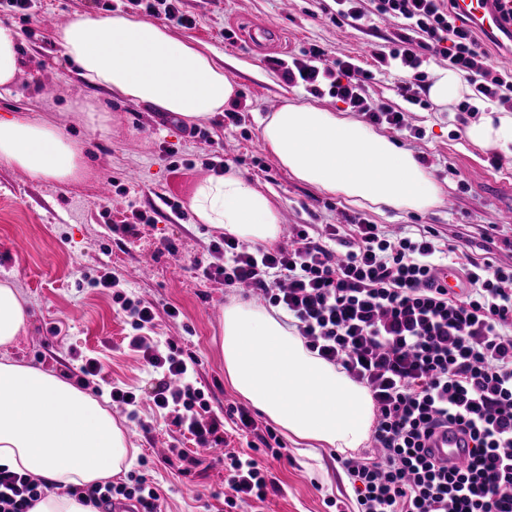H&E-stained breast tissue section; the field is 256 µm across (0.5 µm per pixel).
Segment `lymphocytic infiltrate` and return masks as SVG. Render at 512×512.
Wrapping results in <instances>:
<instances>
[{
    "instance_id": "f902f5d3",
    "label": "lymphocytic infiltrate",
    "mask_w": 512,
    "mask_h": 512,
    "mask_svg": "<svg viewBox=\"0 0 512 512\" xmlns=\"http://www.w3.org/2000/svg\"><path fill=\"white\" fill-rule=\"evenodd\" d=\"M336 18L365 26L382 17L401 31L389 51L372 49L380 66L400 75V106L376 104L369 93L374 71L351 55L328 59L310 45L289 59H273L289 84L330 94L371 124L408 128L407 108L420 104L430 54L446 58L468 81L475 101L512 110V71L491 63L467 21L448 0H336ZM454 247L432 231L394 235L360 216L326 224L318 235L296 225L287 243L268 248L234 238L214 244L209 260L196 261L204 278L225 288L261 292L285 310L307 350L341 367L366 387L374 407L371 448L344 459L352 479L353 512H512V264L495 257L468 258L465 291L434 283L437 266L452 264ZM135 331L129 343L161 376L156 407L173 408L175 426L201 449L218 442L222 420L202 421L204 394L188 380L191 362L176 347L160 352L140 334L152 324L151 306L124 304ZM440 426L467 435L470 459L451 468L432 459L425 443ZM273 483L261 460L224 458V505L234 512L246 500L265 499ZM50 484L0 467V512H31ZM82 502L104 512L113 500L135 501L157 512L159 495L145 476L133 484L79 490Z\"/></svg>"
}]
</instances>
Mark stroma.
Instances as JSON below:
<instances>
[{
	"label": "stroma",
	"instance_id": "obj_1",
	"mask_svg": "<svg viewBox=\"0 0 512 512\" xmlns=\"http://www.w3.org/2000/svg\"><path fill=\"white\" fill-rule=\"evenodd\" d=\"M196 17L193 29L172 32L204 51L224 58V71L238 88L242 122L225 127L223 116L186 123L166 112L112 99L89 85L70 64L55 32L74 14L107 15L102 0H36L37 20L0 12V22L20 34L21 71L9 92H0V115L39 116L59 125L84 150L88 174L57 183L0 163V282H14L29 310L25 335L10 347L11 358L50 371L77 388L99 387V400L123 426L137 453L127 473L144 474L160 494V512H224V454L248 452L254 436L227 431L224 443L197 449L188 432L173 423L172 412L158 409L152 395L159 376L129 345L133 334L125 312L110 289L93 288L89 279L103 274L118 279L131 299L150 304L155 319L148 339L175 341L196 358L191 380L200 388L210 415H223L242 404L230 386L220 342L224 308L242 301L221 283L204 279L194 259L208 256L222 234L197 223L189 200L195 185L211 175L210 162L222 155L229 170L271 197L282 224H336L361 215L394 232L431 228L464 254L481 256L491 249L512 263V158L472 143L459 132L453 106L416 107L412 124L424 130L415 139L395 130L388 137L422 160L440 189V200L424 212L385 210L347 203L299 182L283 169L263 140L268 116L265 102L315 103L345 111L331 96L312 97L288 86L270 58H284L316 44L329 57L349 54L370 62V45L386 50L397 24L375 21L355 28L333 22L334 0H182ZM266 22L270 38L253 44L245 37L251 19ZM233 31L235 41L224 38ZM108 115L104 128L91 129L81 110ZM180 157L172 166L166 150ZM152 216L137 235L124 233L128 203ZM182 217H175L171 204ZM176 315H169V308ZM98 358L100 375L85 378V358ZM140 395L137 411L114 403L112 385ZM281 461L272 473L278 485L264 501L250 500L238 512H334L329 500H349L350 478L341 451L313 448L284 439Z\"/></svg>",
	"mask_w": 512,
	"mask_h": 512
}]
</instances>
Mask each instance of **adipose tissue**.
I'll return each instance as SVG.
<instances>
[{
	"mask_svg": "<svg viewBox=\"0 0 512 512\" xmlns=\"http://www.w3.org/2000/svg\"><path fill=\"white\" fill-rule=\"evenodd\" d=\"M56 40L88 83L188 123L223 113L236 96L215 54L152 21L77 13ZM466 134L512 158V115L488 112ZM263 138L296 180L348 203L424 212L439 200L437 184L412 152L319 106L284 103L266 119ZM0 162L59 183L85 171L81 147L40 117L0 118ZM190 209L198 223L248 243L271 245L280 235L275 202L234 172L201 180ZM27 320L19 288L0 282V346L12 345ZM221 349L231 387L293 440L341 450L367 441L374 419L367 389L309 352L275 315L229 304ZM129 454L125 431L97 399L53 373L0 357V466L58 487L32 512H91L71 488L110 481Z\"/></svg>",
	"mask_w": 512,
	"mask_h": 512,
	"instance_id": "ef3b65f1",
	"label": "adipose tissue"
}]
</instances>
